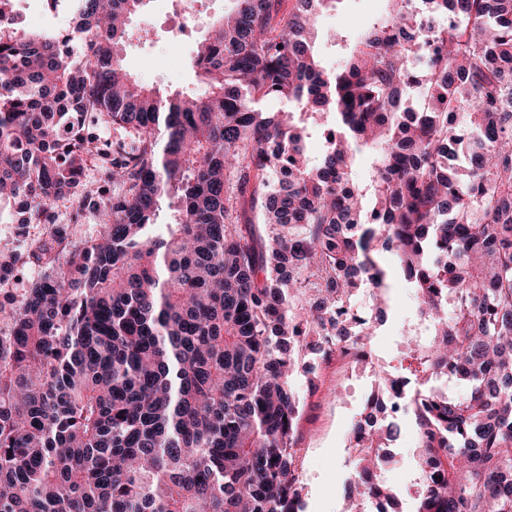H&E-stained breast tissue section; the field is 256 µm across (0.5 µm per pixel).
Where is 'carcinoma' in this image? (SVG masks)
<instances>
[{
	"instance_id": "carcinoma-1",
	"label": "carcinoma",
	"mask_w": 512,
	"mask_h": 512,
	"mask_svg": "<svg viewBox=\"0 0 512 512\" xmlns=\"http://www.w3.org/2000/svg\"><path fill=\"white\" fill-rule=\"evenodd\" d=\"M63 1L48 32L0 0V219L46 229L0 250V512H302L289 376L370 345L352 308L382 301L384 253L431 328L416 512H512V0H387L335 70L314 44L338 0H233L192 61L202 98L124 70L144 0ZM59 203L100 220L64 253ZM399 432L354 427L350 487L392 498L372 476Z\"/></svg>"
}]
</instances>
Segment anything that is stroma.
Here are the masks:
<instances>
[{
    "mask_svg": "<svg viewBox=\"0 0 512 512\" xmlns=\"http://www.w3.org/2000/svg\"><path fill=\"white\" fill-rule=\"evenodd\" d=\"M379 11L376 0H339L334 10L324 14L315 46L325 67L341 63L340 50L328 38L330 31L357 32ZM174 25L165 0H150L145 12L130 23L135 34L122 50L125 67L133 78L169 93L202 92L191 65L196 44H186L179 57L167 50ZM382 263L390 273L391 287L385 295L383 319L372 323L370 363L347 370L333 362L322 363L314 384L300 369L290 377L300 394L295 439L304 486L303 512H346L348 482L356 469V458L346 446L351 426L370 401L375 372H397L413 350L408 340L416 325L414 292L391 255H383ZM386 453L390 460L377 475L393 490L396 512H414L419 489L414 433L401 431Z\"/></svg>",
    "mask_w": 512,
    "mask_h": 512,
    "instance_id": "35a3bbf8",
    "label": "stroma"
}]
</instances>
